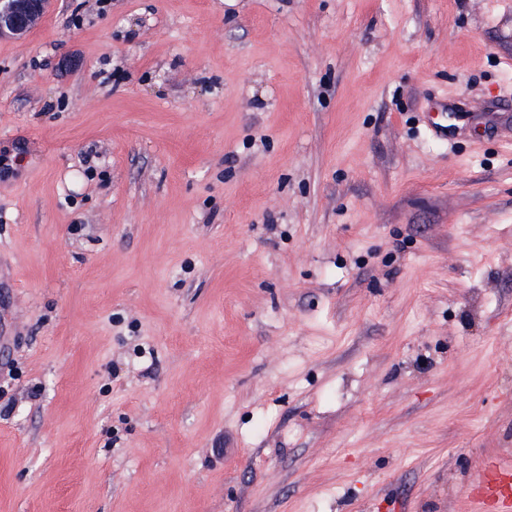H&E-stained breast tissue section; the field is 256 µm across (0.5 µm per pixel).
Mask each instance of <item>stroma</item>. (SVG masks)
Segmentation results:
<instances>
[{"instance_id":"obj_1","label":"stroma","mask_w":512,"mask_h":512,"mask_svg":"<svg viewBox=\"0 0 512 512\" xmlns=\"http://www.w3.org/2000/svg\"><path fill=\"white\" fill-rule=\"evenodd\" d=\"M5 361L0 512H475L512 467V0L0 34ZM511 471L508 468H484L479 471L472 482L476 490L472 499L477 504V510H488L491 504L507 511L511 508V494L508 493V480Z\"/></svg>"}]
</instances>
